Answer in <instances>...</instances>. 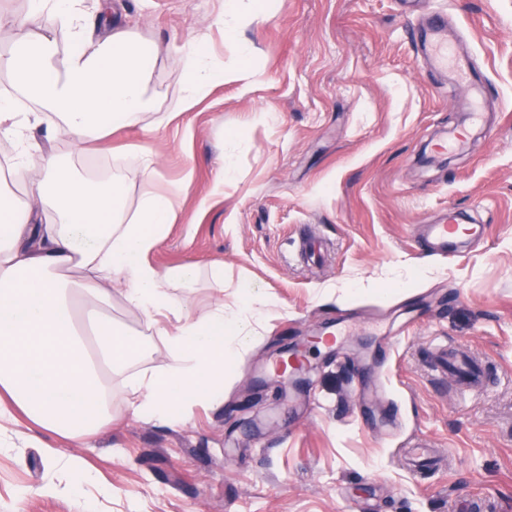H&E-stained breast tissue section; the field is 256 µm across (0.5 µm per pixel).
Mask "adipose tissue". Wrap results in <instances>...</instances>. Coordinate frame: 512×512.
I'll list each match as a JSON object with an SVG mask.
<instances>
[{"mask_svg":"<svg viewBox=\"0 0 512 512\" xmlns=\"http://www.w3.org/2000/svg\"><path fill=\"white\" fill-rule=\"evenodd\" d=\"M99 8L94 35L84 24L85 0H27L25 12L0 11V41L9 46L0 70L18 76L12 91L0 94V136L17 145L13 177H25L34 150L25 135L31 120L59 118L80 153L89 139L156 111L147 86L157 55L110 0ZM270 12L269 0H224L215 23L237 49L236 66L227 69L204 43L181 46L175 113L191 110L220 82L240 78L250 91L260 76L250 65L256 47L242 33ZM61 30L71 42L64 51ZM26 100L40 115L23 110ZM41 160L43 179L26 199L0 189V418L19 416L25 428L82 442L111 422L115 376L134 394V416L166 425L191 404L219 400L215 376L252 342L253 315L225 317L219 301L206 317L193 318L184 292L197 284L199 267L162 272L151 264L176 220L178 191H146L132 208L121 176L95 187L54 153ZM116 281L124 284L125 305L141 315L136 334L110 313ZM158 346L169 355L164 368L134 371Z\"/></svg>","mask_w":512,"mask_h":512,"instance_id":"adipose-tissue-1","label":"adipose tissue"}]
</instances>
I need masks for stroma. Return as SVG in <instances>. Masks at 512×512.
<instances>
[{"mask_svg":"<svg viewBox=\"0 0 512 512\" xmlns=\"http://www.w3.org/2000/svg\"><path fill=\"white\" fill-rule=\"evenodd\" d=\"M160 53L149 91L178 95V48L207 41L224 0H112ZM442 8L484 76L483 119L419 56L410 30ZM261 81L219 83L157 128L117 127L72 153L63 126L33 135L84 177L125 180L129 206L178 187L158 270L224 266L201 279L191 315L223 299L254 313V339L226 364L222 403L167 426L133 417L112 380V423L73 443L36 429L0 450V512H512V0H275L245 31ZM268 120L251 125L254 112ZM468 150L420 172L448 129ZM157 157L147 183L139 146ZM236 169L215 192L221 160ZM448 209L484 238L457 257L421 249L416 227ZM484 367L461 394L438 345ZM78 456L106 494L65 483L45 447Z\"/></svg>","mask_w":512,"mask_h":512,"instance_id":"obj_1","label":"stroma"}]
</instances>
